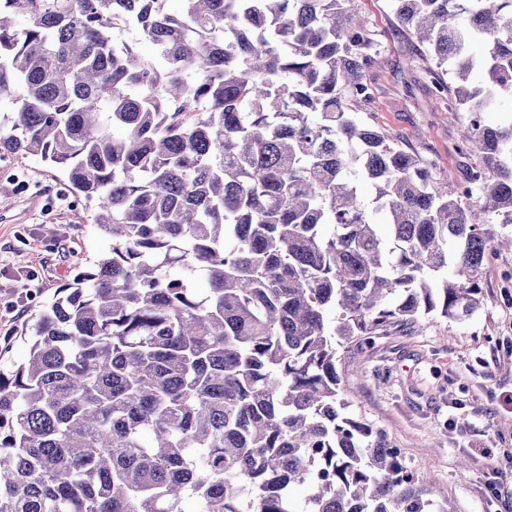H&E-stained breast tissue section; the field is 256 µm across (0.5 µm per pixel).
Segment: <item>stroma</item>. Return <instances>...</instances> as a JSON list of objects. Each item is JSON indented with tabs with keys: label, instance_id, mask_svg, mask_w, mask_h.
I'll list each match as a JSON object with an SVG mask.
<instances>
[{
	"label": "stroma",
	"instance_id": "stroma-1",
	"mask_svg": "<svg viewBox=\"0 0 512 512\" xmlns=\"http://www.w3.org/2000/svg\"><path fill=\"white\" fill-rule=\"evenodd\" d=\"M360 7L381 44L367 72L375 101L362 118L434 163L438 174L461 178L465 166L480 162L468 141V113L449 111L429 62L394 26L390 0H361ZM58 183L57 171L36 157L0 168V300H24L0 321L6 369L28 352L13 330L33 325L60 288L111 249L92 204L50 207ZM479 279L472 315H429L370 342L351 339L339 347L336 366L348 415L383 430L408 466L429 467L440 506L512 512L485 489L492 469L512 462V250H488Z\"/></svg>",
	"mask_w": 512,
	"mask_h": 512
}]
</instances>
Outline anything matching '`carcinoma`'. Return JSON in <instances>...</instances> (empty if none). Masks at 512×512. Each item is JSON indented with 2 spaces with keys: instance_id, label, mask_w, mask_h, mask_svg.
Returning <instances> with one entry per match:
<instances>
[{
  "instance_id": "obj_1",
  "label": "carcinoma",
  "mask_w": 512,
  "mask_h": 512,
  "mask_svg": "<svg viewBox=\"0 0 512 512\" xmlns=\"http://www.w3.org/2000/svg\"><path fill=\"white\" fill-rule=\"evenodd\" d=\"M35 2L0 0V157L56 169L112 246L0 368V512H432L344 413L336 339L476 308L481 216L512 224V123L485 120L512 0H391L470 114L462 181L361 117L358 0Z\"/></svg>"
}]
</instances>
